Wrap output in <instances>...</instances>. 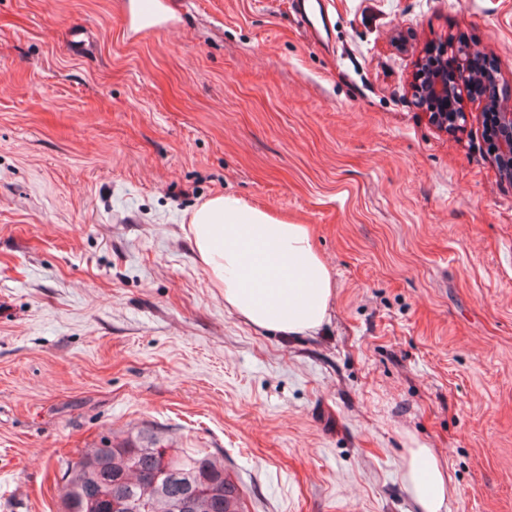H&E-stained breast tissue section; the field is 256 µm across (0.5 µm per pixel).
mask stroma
Returning <instances> with one entry per match:
<instances>
[{"label":"stroma","instance_id":"1","mask_svg":"<svg viewBox=\"0 0 512 512\" xmlns=\"http://www.w3.org/2000/svg\"><path fill=\"white\" fill-rule=\"evenodd\" d=\"M0 0V512H61V461L124 438L223 457L245 512H512V184L481 104L412 89L465 41L512 102V0ZM231 195L307 225L328 322H245L190 212ZM129 9L133 25L147 27L157 25L167 19L160 0H130ZM420 77L414 89L420 102L427 108L429 115H433L435 123L441 128L447 129L448 124L452 121V128L450 129H454L462 123V118L466 121L467 115L462 110L459 112H451L456 107L455 96L452 89L447 85L448 82L445 71L433 70L432 73L428 75L427 81H433L434 98L421 97L420 83L423 74H420ZM408 454L403 480L416 512H442L448 499V472L442 461L425 446L408 449Z\"/></svg>","mask_w":512,"mask_h":512}]
</instances>
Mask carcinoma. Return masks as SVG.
Instances as JSON below:
<instances>
[{"label": "carcinoma", "instance_id": "1", "mask_svg": "<svg viewBox=\"0 0 512 512\" xmlns=\"http://www.w3.org/2000/svg\"><path fill=\"white\" fill-rule=\"evenodd\" d=\"M158 449L152 443H112L108 451L87 448L62 462L64 512H112L120 496L133 512H171L169 504L190 489L207 490L195 512H244L243 491L224 468V460L198 448H175L167 476L152 485L143 474L156 470ZM99 487L104 498L90 506L89 490Z\"/></svg>", "mask_w": 512, "mask_h": 512}]
</instances>
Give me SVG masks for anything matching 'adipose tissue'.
<instances>
[{
  "label": "adipose tissue",
  "mask_w": 512,
  "mask_h": 512,
  "mask_svg": "<svg viewBox=\"0 0 512 512\" xmlns=\"http://www.w3.org/2000/svg\"><path fill=\"white\" fill-rule=\"evenodd\" d=\"M188 231L226 305L247 323L295 335L327 321L335 284L306 225L216 195L191 213ZM403 480L417 512H443L448 475L432 449H409Z\"/></svg>",
  "instance_id": "ef3b65f1"
}]
</instances>
